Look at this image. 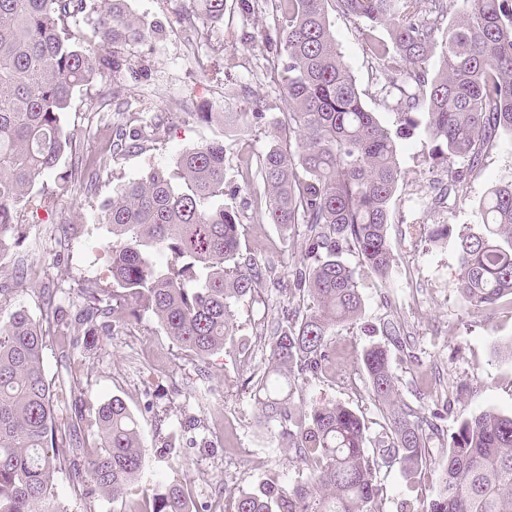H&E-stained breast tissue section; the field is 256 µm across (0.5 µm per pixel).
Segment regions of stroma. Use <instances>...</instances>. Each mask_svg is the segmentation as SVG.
Here are the masks:
<instances>
[{"mask_svg": "<svg viewBox=\"0 0 512 512\" xmlns=\"http://www.w3.org/2000/svg\"><path fill=\"white\" fill-rule=\"evenodd\" d=\"M252 10L227 0L223 22L196 19L194 25L167 29L149 46L127 51L139 78L126 71H97L74 89L65 115L77 154L93 160L104 155L105 139L119 125H137L158 113L164 129L141 149L118 150L107 157L96 191L61 198L53 210L40 205L45 185H37L18 244L5 260L9 276L22 274L29 285L11 296L13 306L39 316L47 292L68 291L93 279L108 288L110 234L101 205L118 185L149 167L174 168L180 154L194 146L224 145V202L241 219V249L255 259L259 275L251 297L232 307L235 336L210 356L208 375L183 356L151 317L117 324L112 336L96 337L91 353L73 351L88 405L80 440L100 444L92 404L120 396L140 423L144 445L142 478L119 498L100 492L78 495L69 470L55 473L51 493L61 512H142L145 485L170 481L187 486L195 503L224 506L239 492L264 479L282 485L303 480L304 472L279 435L264 421L252 387L268 357L267 325L288 302V282L301 262L304 225L283 231L264 216L265 187L260 158L288 114L280 76L266 67L265 32L273 19L263 0ZM336 44L365 105L389 129L400 125L394 98L381 89L387 75L374 63L356 25L342 15L330 17ZM123 87L125 110L115 111L99 97L112 84ZM235 112L234 125L204 123L202 111ZM425 127L400 139L397 161L402 179L394 195L388 236L395 254L387 280L360 273L364 302L360 319L337 325L329 338L332 359L323 372L298 384L291 403L306 411L342 403L363 419L370 439L384 431L385 417L375 405L361 353L385 343V325L406 336L407 349L390 347L399 402L413 409H439L441 430L428 441L426 464L414 478L399 468L378 474L383 488L376 512H401L404 501L427 507L439 490V464L460 422L490 411L512 414V303L486 310L470 306L456 288L457 254L451 241L435 242L424 224H447L452 234L468 232L478 222V206L488 191L512 180V136L473 169L456 195H446L441 161L430 158ZM105 156V155H104Z\"/></svg>", "mask_w": 512, "mask_h": 512, "instance_id": "stroma-1", "label": "stroma"}]
</instances>
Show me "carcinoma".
Listing matches in <instances>:
<instances>
[{
	"mask_svg": "<svg viewBox=\"0 0 512 512\" xmlns=\"http://www.w3.org/2000/svg\"><path fill=\"white\" fill-rule=\"evenodd\" d=\"M265 2L277 19L266 35V61L283 68L288 101L287 120L260 159L265 216L284 228L305 225L303 260L290 289L312 306L284 308L253 392L263 417L282 427L306 480L260 483L241 493L231 512H375L379 467L415 475L436 428L424 412L396 401L389 350L376 345L362 354L372 397L386 410L387 431L371 454L355 411L330 403L295 412L291 392L330 363L332 329L362 315L358 272L342 254L357 252L363 270L382 281L390 274L387 226L401 179L397 139L417 127L416 114L428 116L432 154L446 162L450 193L466 180L457 159L473 169L501 133L512 134V0ZM193 3L194 14L224 20L226 0ZM88 9L96 13L93 48L67 32L68 20ZM336 12L362 24L371 56L391 74L403 127L382 126L364 104L336 47L329 20ZM379 29L388 39L377 36ZM162 31L129 12L125 0H0V265L37 184L53 181L42 201L50 210L59 196L91 192L106 168L105 155L92 162L76 156L61 166L72 154L62 117L75 87L102 68H127L124 50ZM163 126V117L153 115L132 133L119 127L109 148L138 149L146 130ZM177 168L172 174L149 167L105 202L112 290L93 280L76 283L83 303L72 320L51 296L38 319L21 307L0 318V512H61L50 486L62 468L73 473V489L92 483L114 499L143 472L138 420L117 396L94 409L101 445H78L84 415L75 398L77 368L56 384L47 379L49 337L71 327L110 336L112 324L147 315L198 362L233 336L232 304L251 294L258 273L241 251L239 213L224 205V144L185 150ZM479 212L480 227L455 239L457 288L470 305L486 309L512 298V180L494 186ZM155 249L167 252L165 264L153 261ZM61 447L71 449L69 456L49 455ZM144 496L146 512H197L180 483L146 487ZM426 512H512V415L479 413L459 425Z\"/></svg>",
	"mask_w": 512,
	"mask_h": 512,
	"instance_id": "1",
	"label": "carcinoma"
}]
</instances>
